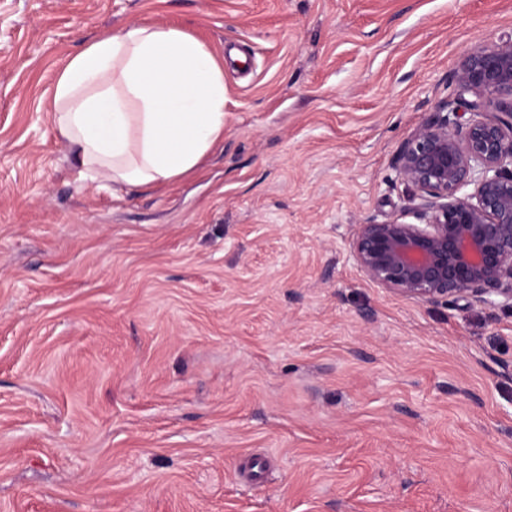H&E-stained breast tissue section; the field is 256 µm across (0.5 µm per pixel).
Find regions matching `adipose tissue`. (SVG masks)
Segmentation results:
<instances>
[{
  "instance_id": "obj_1",
  "label": "adipose tissue",
  "mask_w": 512,
  "mask_h": 512,
  "mask_svg": "<svg viewBox=\"0 0 512 512\" xmlns=\"http://www.w3.org/2000/svg\"><path fill=\"white\" fill-rule=\"evenodd\" d=\"M52 112L84 179L156 188L223 141L224 59L180 28L133 22L69 57Z\"/></svg>"
}]
</instances>
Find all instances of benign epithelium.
<instances>
[{"instance_id": "1", "label": "benign epithelium", "mask_w": 512, "mask_h": 512, "mask_svg": "<svg viewBox=\"0 0 512 512\" xmlns=\"http://www.w3.org/2000/svg\"><path fill=\"white\" fill-rule=\"evenodd\" d=\"M454 78L458 96L473 95L471 119L451 121L445 100L404 140L396 169L419 203L355 225L350 254L416 301L512 307V38L472 48Z\"/></svg>"}]
</instances>
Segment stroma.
Here are the masks:
<instances>
[{"instance_id":"1","label":"stroma","mask_w":512,"mask_h":512,"mask_svg":"<svg viewBox=\"0 0 512 512\" xmlns=\"http://www.w3.org/2000/svg\"><path fill=\"white\" fill-rule=\"evenodd\" d=\"M224 55V140L122 198L50 112L97 35ZM512 0H0V512H512V310L368 281L403 140Z\"/></svg>"}]
</instances>
